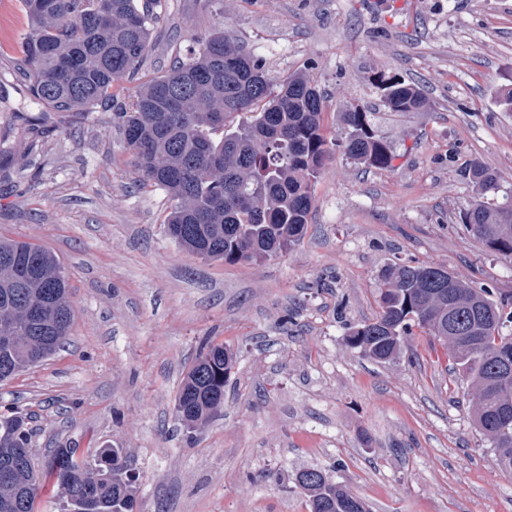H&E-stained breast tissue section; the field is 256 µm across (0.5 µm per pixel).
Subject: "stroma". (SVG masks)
I'll return each instance as SVG.
<instances>
[{
	"label": "stroma",
	"mask_w": 512,
	"mask_h": 512,
	"mask_svg": "<svg viewBox=\"0 0 512 512\" xmlns=\"http://www.w3.org/2000/svg\"><path fill=\"white\" fill-rule=\"evenodd\" d=\"M144 70L221 30L261 56L271 76L308 70L338 113L370 112L394 148L388 170L335 152L313 185L307 232L261 262L182 252L165 234L166 193L136 180L120 134L104 123L45 119L31 139L17 119L39 112L15 68L28 20L0 0V239L54 253L68 277L72 334L57 352L0 382V414H27L42 476L34 512H62L48 463L61 447L124 448L136 512H309L292 477L304 467L371 512H512V476L473 424V392L443 344L415 332L376 363L346 341L377 317L379 274L413 259L512 304V258L462 224L473 160L512 197V0H161ZM396 74L431 101L384 109L370 83ZM237 356L217 415L177 425L175 396L203 342Z\"/></svg>",
	"instance_id": "stroma-1"
}]
</instances>
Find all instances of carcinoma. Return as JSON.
Returning a JSON list of instances; mask_svg holds the SVG:
<instances>
[{"mask_svg": "<svg viewBox=\"0 0 512 512\" xmlns=\"http://www.w3.org/2000/svg\"><path fill=\"white\" fill-rule=\"evenodd\" d=\"M29 30L16 66L28 96L62 118L106 116L134 158L139 182L172 201L164 232L183 251L207 260L261 261L299 244L313 208L312 184L331 146L376 169H391V145L376 134L370 113H339L345 136L327 139L325 98L305 70L273 85L266 62L221 31L165 73L143 79L131 103L115 85L138 73L148 56L160 0H21ZM370 83L391 112H423L430 101L415 83L376 73ZM461 176L475 189L462 223L485 248L512 257V202L493 195L501 175L472 161ZM381 312L349 328L347 342L363 356L386 361L420 328L445 345L476 400L473 420L512 474V376L502 375L496 350L512 351V309L448 271L397 262L382 273ZM43 307L45 330L27 319ZM13 338L0 340V382L53 355L71 335L73 308L59 259L27 241L0 240V321ZM453 323L470 331L460 345ZM233 353L202 344L175 397V419L194 428L224 403ZM28 419L0 415V512H33L41 489L27 432ZM51 468L75 512H133L136 476L122 448L75 457L55 449ZM309 512H370L350 490L308 468L294 474Z\"/></svg>", "mask_w": 512, "mask_h": 512, "instance_id": "obj_1", "label": "carcinoma"}]
</instances>
